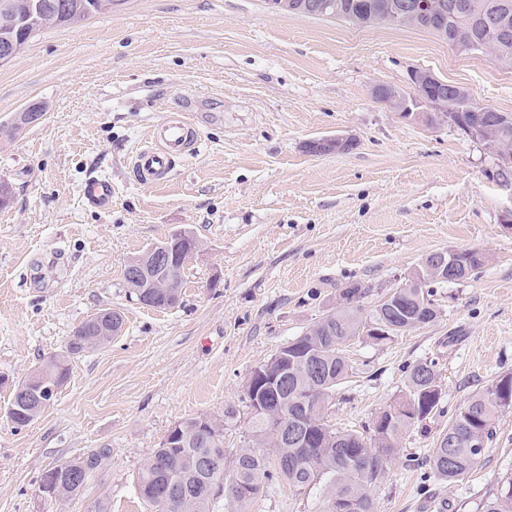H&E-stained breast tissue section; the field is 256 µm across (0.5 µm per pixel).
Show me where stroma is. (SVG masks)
Returning a JSON list of instances; mask_svg holds the SVG:
<instances>
[{
    "label": "stroma",
    "instance_id": "obj_1",
    "mask_svg": "<svg viewBox=\"0 0 512 512\" xmlns=\"http://www.w3.org/2000/svg\"><path fill=\"white\" fill-rule=\"evenodd\" d=\"M415 69L512 114V69L460 55L428 32L353 26L269 11L264 0H127L122 11L39 32L0 66V512H154L136 476L191 417L224 425L234 454L250 439L245 382L255 367L336 305L350 282L365 309L436 250L488 256L468 280L438 285L442 314L391 341H349L354 366L330 420L359 426L402 399L405 369L437 363L442 410L403 436L373 489L375 512H478L512 474V414L481 461L452 484L422 482V460L449 417L512 373V185L500 159L457 127L401 118L371 89H409ZM31 105L34 123L16 126ZM196 116V151L167 180L141 184L132 156L162 115ZM350 134L345 153L312 138ZM97 177L112 207L87 205ZM186 230L199 241L179 305L155 310L124 279L130 257ZM120 335L71 363L67 384L31 424L7 417L12 385L101 309ZM94 448L111 458L79 495L49 502L43 473ZM315 493L281 483L248 512H317ZM355 144V138L351 135H333L310 139L304 148L312 155L338 154L349 151Z\"/></svg>",
    "mask_w": 512,
    "mask_h": 512
}]
</instances>
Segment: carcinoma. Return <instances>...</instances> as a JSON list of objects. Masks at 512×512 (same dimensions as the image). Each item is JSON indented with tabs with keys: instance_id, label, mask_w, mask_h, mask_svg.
<instances>
[{
	"instance_id": "1",
	"label": "carcinoma",
	"mask_w": 512,
	"mask_h": 512,
	"mask_svg": "<svg viewBox=\"0 0 512 512\" xmlns=\"http://www.w3.org/2000/svg\"><path fill=\"white\" fill-rule=\"evenodd\" d=\"M327 1L352 25L425 30L448 45L463 42L471 47L470 53L486 54L498 65L512 68V0H447L451 7L446 14L413 23L389 20L395 0H285L282 11L302 16L300 5ZM25 2L0 0V41L13 39L18 52L28 43L24 29L36 33L48 25L73 26L112 12L119 0H40L43 7L33 15L27 13ZM442 106L456 120L485 126L496 146L512 149V120L505 122L494 112L481 111L471 94L447 97ZM192 247H198L192 233H175L155 244V249L170 254L168 265L146 270L145 279L162 278L175 285L176 297L168 296L166 288L145 291L142 282L127 277L132 294L149 298L150 307L157 310L175 306L181 295L185 255ZM486 261V254L476 249L458 252L457 280L478 274ZM432 284L426 279L420 288L383 299L367 316L360 305L365 292L340 289V307L335 312L315 321L260 365L269 377H280L285 368L288 375L277 388L265 391L264 401L271 412L251 414L252 443L232 455L228 468L202 470L197 460L225 454L224 419L233 417L234 411L225 412L222 419L189 418L179 423L180 439H166L149 453L136 477L139 495L155 512H213L221 498L233 505L234 512H247L264 487L285 481L295 489L316 491L320 512H336L343 501L354 502L355 512H374L372 489L397 455L402 436L440 411L437 363L426 360L408 367V394L375 414L360 430L337 428L328 420V411L336 387L353 374L345 345L355 338L359 327L377 325L383 334L369 339L379 344L435 322L440 308ZM103 345L99 325L88 319L65 349L44 358L41 367L58 383H65L71 359ZM503 386L512 395L511 374L477 392L449 421L428 454L429 478L452 483L478 464L483 449L472 444L484 438L492 441L496 426L512 413V403L500 394ZM281 417L299 430L296 438L276 439ZM110 457V449L94 448L60 466L56 478L59 499L80 494ZM479 512H512V477L480 503Z\"/></svg>"
}]
</instances>
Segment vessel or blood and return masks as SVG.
<instances>
[{"instance_id":"b4317fda","label":"vessel or blood","mask_w":512,"mask_h":512,"mask_svg":"<svg viewBox=\"0 0 512 512\" xmlns=\"http://www.w3.org/2000/svg\"><path fill=\"white\" fill-rule=\"evenodd\" d=\"M150 147L140 150L134 162L139 180L146 185L163 182L175 156L193 151L199 132L189 113L171 112L161 117L150 129ZM85 199L91 206L108 210L112 206V184L106 179L89 182Z\"/></svg>"}]
</instances>
